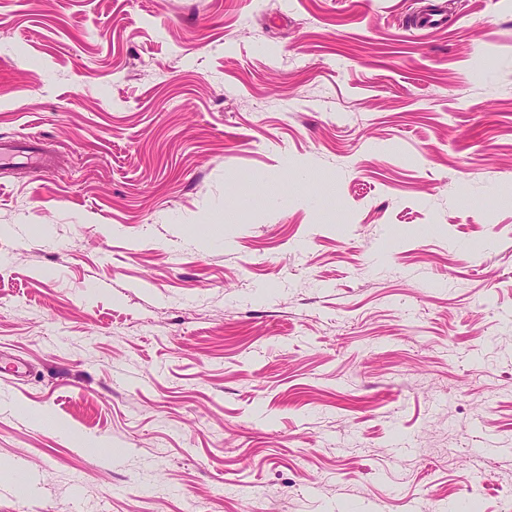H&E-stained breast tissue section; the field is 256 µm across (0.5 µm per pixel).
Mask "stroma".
Returning <instances> with one entry per match:
<instances>
[{
    "mask_svg": "<svg viewBox=\"0 0 512 512\" xmlns=\"http://www.w3.org/2000/svg\"><path fill=\"white\" fill-rule=\"evenodd\" d=\"M19 138L0 512L512 507V0H0ZM16 157H22L27 160L36 171L49 173L53 170L49 155L37 145L35 140H13L0 142V163L11 160Z\"/></svg>",
    "mask_w": 512,
    "mask_h": 512,
    "instance_id": "stroma-1",
    "label": "stroma"
}]
</instances>
